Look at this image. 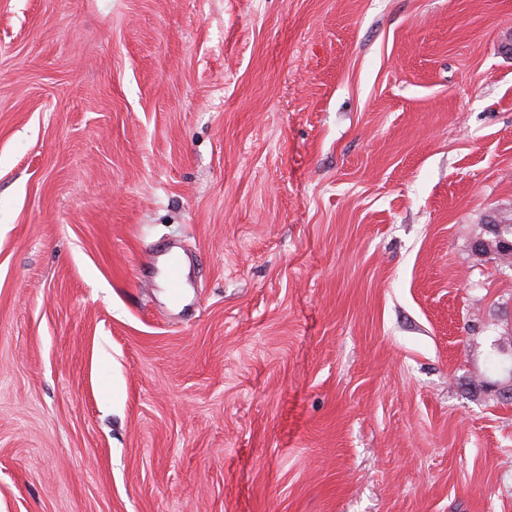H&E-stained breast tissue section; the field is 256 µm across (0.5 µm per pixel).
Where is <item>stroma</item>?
<instances>
[{
	"mask_svg": "<svg viewBox=\"0 0 512 512\" xmlns=\"http://www.w3.org/2000/svg\"><path fill=\"white\" fill-rule=\"evenodd\" d=\"M511 36L0 0V512H512ZM498 215L500 218L493 216L489 219L491 223L487 228L488 235L495 238L501 251L510 252L512 249V210L499 211ZM500 220L511 225V228L501 224ZM504 252L493 260H496L501 267L512 268V252L510 254ZM164 272L170 299L174 304L181 302L185 288V266L182 257L170 249H163Z\"/></svg>",
	"mask_w": 512,
	"mask_h": 512,
	"instance_id": "35a3bbf8",
	"label": "stroma"
}]
</instances>
